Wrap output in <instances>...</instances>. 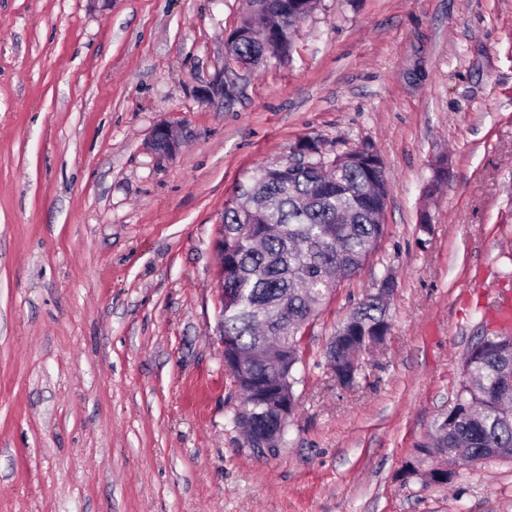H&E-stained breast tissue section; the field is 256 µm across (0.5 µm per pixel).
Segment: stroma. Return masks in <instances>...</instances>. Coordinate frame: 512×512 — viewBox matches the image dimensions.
<instances>
[{"label":"stroma","instance_id":"35a3bbf8","mask_svg":"<svg viewBox=\"0 0 512 512\" xmlns=\"http://www.w3.org/2000/svg\"><path fill=\"white\" fill-rule=\"evenodd\" d=\"M245 8L0 0V512H512V460L434 484L421 451L512 304V0H320L251 73L225 59ZM306 139L373 145L385 233L307 330L261 458L233 422L216 239L235 186ZM387 271L389 330L340 387L329 338ZM151 144L157 154L169 155L178 150L180 140L174 136L169 124L162 123L154 129Z\"/></svg>","mask_w":512,"mask_h":512}]
</instances>
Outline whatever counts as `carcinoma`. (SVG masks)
Returning <instances> with one entry per match:
<instances>
[{"instance_id": "carcinoma-1", "label": "carcinoma", "mask_w": 512, "mask_h": 512, "mask_svg": "<svg viewBox=\"0 0 512 512\" xmlns=\"http://www.w3.org/2000/svg\"><path fill=\"white\" fill-rule=\"evenodd\" d=\"M250 0V12L225 45L227 62L256 67L288 60L299 25L319 0ZM311 163L256 167L224 203L220 227L224 277L225 357L243 358L236 381L243 397L261 406L239 420L257 439L280 426L278 405L298 401L295 386L304 332L328 297L351 280L384 235L380 222L389 185L373 146L328 161L321 145L296 146ZM252 238L249 245L246 238ZM395 287L385 274L331 338L326 358L336 382L353 386L352 360L389 329L384 297ZM433 453L455 465L512 459V334H484L462 364V381L448 412L434 422Z\"/></svg>"}]
</instances>
